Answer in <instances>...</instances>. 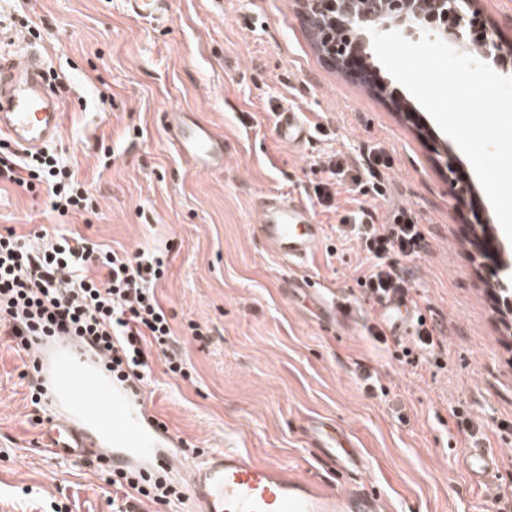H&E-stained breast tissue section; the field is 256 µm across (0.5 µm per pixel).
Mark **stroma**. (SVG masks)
I'll return each instance as SVG.
<instances>
[{
  "mask_svg": "<svg viewBox=\"0 0 512 512\" xmlns=\"http://www.w3.org/2000/svg\"><path fill=\"white\" fill-rule=\"evenodd\" d=\"M30 19L58 78L65 120L53 146L97 200L92 212L59 216L46 193L0 189V233L40 226L77 231L116 250L161 248L169 268L159 298L183 342L188 378L151 353L143 402L181 441L234 448L351 493L384 496L391 512H512V315L491 284L512 278V241L497 231L486 256L471 225L487 196L457 199L436 148L453 140L428 113L416 125L363 83L320 56L299 0H173L166 23L127 11L124 0H0V23ZM300 113L311 137L283 144L275 114ZM191 112L224 137V166L194 170L174 150L168 125ZM382 148L384 196H359L368 149ZM343 165L330 175L328 157ZM318 184L330 198L319 201ZM302 202L323 237L304 264L287 263L261 237L267 195ZM365 207L379 225L412 212L423 239L386 262L411 271L410 298L442 347L417 364L395 340L370 336L378 305L357 284L366 253L343 218ZM301 272L336 295L343 316L285 286ZM207 328L195 339L191 327ZM29 359L0 339V512H114L113 494L85 461L44 448L46 417L28 393ZM346 432L360 475L338 474L311 448L309 421ZM495 449L498 481L475 482L464 448Z\"/></svg>",
  "mask_w": 512,
  "mask_h": 512,
  "instance_id": "1",
  "label": "stroma"
}]
</instances>
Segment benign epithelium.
Segmentation results:
<instances>
[{
    "label": "benign epithelium",
    "mask_w": 512,
    "mask_h": 512,
    "mask_svg": "<svg viewBox=\"0 0 512 512\" xmlns=\"http://www.w3.org/2000/svg\"><path fill=\"white\" fill-rule=\"evenodd\" d=\"M303 17L311 22L315 45L327 62L356 79L364 71L352 61L367 57L370 30H425L451 46L463 42L467 23L479 15V0H302ZM482 61L512 62V45L485 40Z\"/></svg>",
    "instance_id": "benign-epithelium-1"
}]
</instances>
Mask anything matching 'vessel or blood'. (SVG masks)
Instances as JSON below:
<instances>
[{
  "label": "vessel or blood",
  "mask_w": 512,
  "mask_h": 512,
  "mask_svg": "<svg viewBox=\"0 0 512 512\" xmlns=\"http://www.w3.org/2000/svg\"><path fill=\"white\" fill-rule=\"evenodd\" d=\"M129 12L164 20L170 0H125ZM64 121V108L45 75L40 51L23 56L0 54V137L27 152L43 150L56 140ZM281 138L302 146L310 129L299 113L276 115ZM175 150L193 168L205 171L224 165V140L194 114L184 115L172 129ZM262 238L291 263L307 259L322 236V227L302 204L281 197L268 198L262 209ZM411 299L395 293L378 307V318L392 335L404 336L412 313ZM35 378L49 399L51 413L41 429L45 448L72 459L105 457L124 471L163 470L182 473L178 442L160 447L162 429L141 406L129 386L111 381L98 362H75L72 345L59 339L39 347ZM92 418L111 436L101 447L84 426ZM312 444L341 471L353 472L358 461L341 440L322 424L310 425ZM463 463L483 484L497 476L496 454L490 448L466 449ZM189 497L196 512H386V500L361 485L350 496L326 492L317 483L300 478L272 462H259L233 449L210 452L187 473Z\"/></svg>",
  "instance_id": "1"
}]
</instances>
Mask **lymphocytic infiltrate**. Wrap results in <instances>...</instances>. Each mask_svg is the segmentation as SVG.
<instances>
[{
  "label": "lymphocytic infiltrate",
  "mask_w": 512,
  "mask_h": 512,
  "mask_svg": "<svg viewBox=\"0 0 512 512\" xmlns=\"http://www.w3.org/2000/svg\"><path fill=\"white\" fill-rule=\"evenodd\" d=\"M0 184L27 192L46 191L59 215L94 209V196L52 150L29 154L0 140ZM351 232L368 254L357 278L363 292L382 300L407 289L406 279L386 263L390 253L411 255L422 238L412 214L396 213L376 227L367 209L350 214ZM168 268L164 251L118 252L80 233L41 227L33 239L0 234V335L32 355L39 341L69 336L94 350L118 382L144 385L150 351L162 354L168 373L186 377L185 353L156 291ZM106 486L126 504L168 506L184 498V487L159 472L114 470L93 460Z\"/></svg>",
  "instance_id": "obj_1"
}]
</instances>
